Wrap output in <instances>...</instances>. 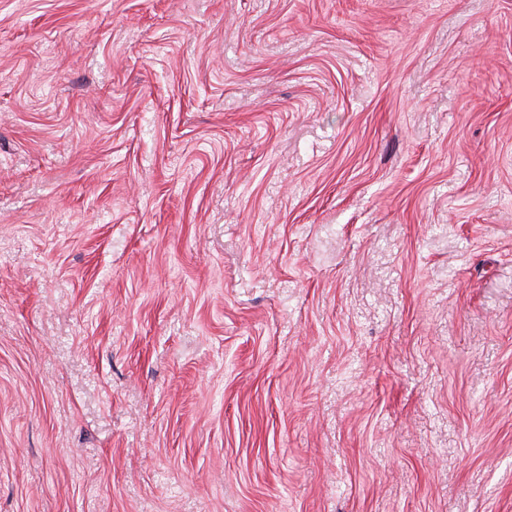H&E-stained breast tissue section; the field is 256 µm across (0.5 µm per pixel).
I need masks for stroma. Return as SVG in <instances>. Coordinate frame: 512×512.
Wrapping results in <instances>:
<instances>
[{
    "instance_id": "stroma-1",
    "label": "stroma",
    "mask_w": 512,
    "mask_h": 512,
    "mask_svg": "<svg viewBox=\"0 0 512 512\" xmlns=\"http://www.w3.org/2000/svg\"><path fill=\"white\" fill-rule=\"evenodd\" d=\"M0 512H512V0H0Z\"/></svg>"
}]
</instances>
